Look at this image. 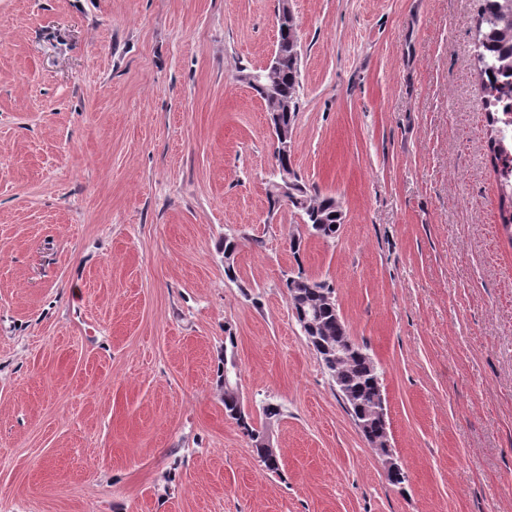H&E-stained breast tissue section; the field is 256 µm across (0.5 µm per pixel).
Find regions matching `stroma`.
<instances>
[{
  "instance_id": "stroma-1",
  "label": "stroma",
  "mask_w": 512,
  "mask_h": 512,
  "mask_svg": "<svg viewBox=\"0 0 512 512\" xmlns=\"http://www.w3.org/2000/svg\"><path fill=\"white\" fill-rule=\"evenodd\" d=\"M276 9L0 0V512H512L477 4L293 0V163L341 204L331 241L269 210L268 115L237 78L273 53ZM300 271L380 366L403 484L292 314ZM228 335L254 423L282 407L279 472L224 415Z\"/></svg>"
}]
</instances>
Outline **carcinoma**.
Returning a JSON list of instances; mask_svg holds the SVG:
<instances>
[{"instance_id": "cac0c4a2", "label": "carcinoma", "mask_w": 512, "mask_h": 512, "mask_svg": "<svg viewBox=\"0 0 512 512\" xmlns=\"http://www.w3.org/2000/svg\"><path fill=\"white\" fill-rule=\"evenodd\" d=\"M475 35L476 61L485 104L495 108L500 100L501 90L512 78V0H479ZM295 38V21L278 23V43L283 53L288 56V61L280 69L262 74L258 80L259 87L255 88L265 102L275 96L291 104L290 111L282 113V121L286 126L294 125L301 93V80L293 61ZM488 115V125L492 127L488 149L499 182L501 202L512 208V193L507 190L506 173L500 165L501 156L505 153L508 126L502 124L495 113L490 111ZM299 196L302 202H294L292 207L303 215L310 233L322 239L336 238L339 228L335 224L341 222V218L337 216L340 209L336 198L323 195L316 187L305 184L300 187ZM327 288L326 283L315 281L313 287L304 289V307L315 323L314 333L311 334L314 350L329 376L341 379V384L336 386L339 395L343 396L348 391L357 397L359 406L349 410L354 423L380 439L386 431L385 422L381 419L380 367L367 345L356 342L345 323L336 320V303H328L323 299V291ZM223 403L224 414L253 443H258L265 427H256L251 416L247 414L237 416L238 402L230 394H224Z\"/></svg>"}]
</instances>
